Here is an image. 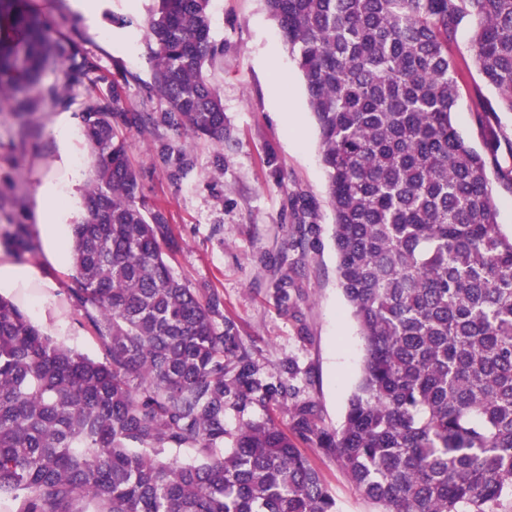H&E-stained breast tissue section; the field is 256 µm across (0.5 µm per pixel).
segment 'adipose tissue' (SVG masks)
I'll return each instance as SVG.
<instances>
[{"label":"adipose tissue","instance_id":"ef3b65f1","mask_svg":"<svg viewBox=\"0 0 512 512\" xmlns=\"http://www.w3.org/2000/svg\"><path fill=\"white\" fill-rule=\"evenodd\" d=\"M75 199L55 177H47L40 190L38 230L48 259L64 264L68 258V225L65 221ZM11 291L24 297L46 294L47 286L31 267L0 259V291Z\"/></svg>","mask_w":512,"mask_h":512}]
</instances>
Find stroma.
Segmentation results:
<instances>
[{"label":"stroma","instance_id":"1","mask_svg":"<svg viewBox=\"0 0 512 512\" xmlns=\"http://www.w3.org/2000/svg\"><path fill=\"white\" fill-rule=\"evenodd\" d=\"M33 9L73 39L94 67L92 80L77 81L65 63L48 66L25 98L0 93V255L37 266L50 286L42 304L26 307L33 323L56 340L91 357L102 355L97 333L81 323L68 300L70 265L50 263L39 248L38 188L58 172L61 155L51 134L58 117L73 129L70 154L90 173L91 150L81 113L89 100L109 96L112 75L123 72L129 111L165 109L153 88L146 20L152 0H98L85 19L71 0H31ZM212 37L222 48L205 73L223 99V145L164 127L126 128L130 155L142 172L143 191L165 206L178 242L169 261L189 287L217 292L224 313L245 343L256 348L265 377L284 364L297 399L314 401L318 424L335 430L361 372L363 341L339 286L332 232L334 214L320 159L319 133L303 78L265 0H212ZM471 28L462 23L448 52L462 76L453 120L474 147L484 129L512 137V113L498 109V93L484 83L469 54ZM289 95L297 116L289 128L278 104ZM182 149L162 160V145ZM292 282L276 283L281 272ZM51 312L43 320V312ZM303 452L335 497L338 512H377L348 479L335 454L302 443Z\"/></svg>","mask_w":512,"mask_h":512}]
</instances>
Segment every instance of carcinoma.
<instances>
[{"mask_svg": "<svg viewBox=\"0 0 512 512\" xmlns=\"http://www.w3.org/2000/svg\"><path fill=\"white\" fill-rule=\"evenodd\" d=\"M24 0H0V87L48 64L92 72ZM211 0H153L154 89L131 113L122 85L82 112L94 158L71 225L68 298L103 359L78 353L0 296V497L15 512H336L319 472L270 408L295 370L260 373L215 293L174 273L165 209L149 205L119 126L224 143L203 69L219 48ZM301 72L334 212L337 277L365 356L342 426L288 407L379 512H512V235L487 170L498 137L469 145L448 42L464 21L479 75L512 112V0H265ZM239 419L227 428L230 417ZM195 448L196 460L165 458Z\"/></svg>", "mask_w": 512, "mask_h": 512, "instance_id": "carcinoma-1", "label": "carcinoma"}]
</instances>
